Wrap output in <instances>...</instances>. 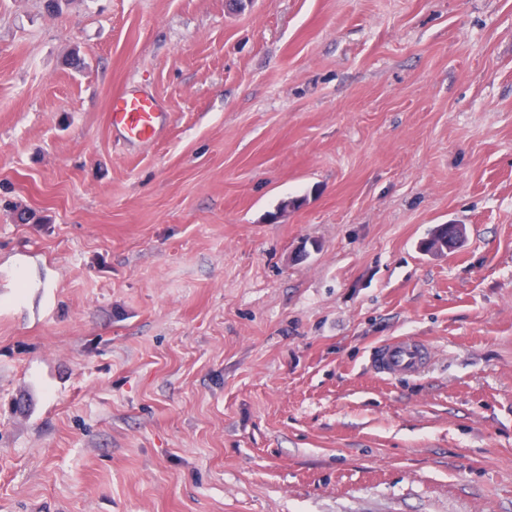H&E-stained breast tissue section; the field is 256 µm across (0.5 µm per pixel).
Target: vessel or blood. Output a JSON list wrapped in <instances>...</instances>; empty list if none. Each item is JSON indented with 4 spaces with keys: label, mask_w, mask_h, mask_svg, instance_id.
<instances>
[{
    "label": "vessel or blood",
    "mask_w": 512,
    "mask_h": 512,
    "mask_svg": "<svg viewBox=\"0 0 512 512\" xmlns=\"http://www.w3.org/2000/svg\"><path fill=\"white\" fill-rule=\"evenodd\" d=\"M108 119L115 136L131 144H146L157 139L168 122V114L155 97L131 90L113 97ZM430 357L427 343L401 336L375 347L371 363L378 373L410 377L420 374Z\"/></svg>",
    "instance_id": "1"
}]
</instances>
